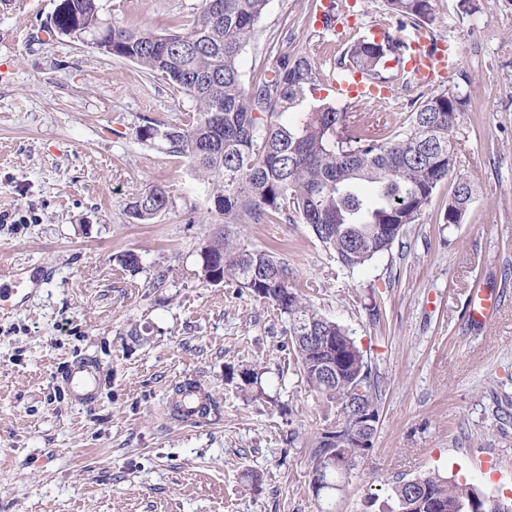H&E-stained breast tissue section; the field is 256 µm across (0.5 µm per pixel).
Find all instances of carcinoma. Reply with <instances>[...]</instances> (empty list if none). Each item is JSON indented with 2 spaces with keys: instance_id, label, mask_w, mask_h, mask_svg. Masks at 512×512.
<instances>
[{
  "instance_id": "carcinoma-1",
  "label": "carcinoma",
  "mask_w": 512,
  "mask_h": 512,
  "mask_svg": "<svg viewBox=\"0 0 512 512\" xmlns=\"http://www.w3.org/2000/svg\"><path fill=\"white\" fill-rule=\"evenodd\" d=\"M100 0H66L53 22L64 26L80 16L95 31ZM269 0H202L185 28L163 34L109 24L103 32L112 56L132 61L169 81L194 104L197 118L187 129L147 119L138 130L143 142L161 140L186 157L210 186L209 210L224 219V236L201 250L203 280L220 270V281L272 304L288 322L287 333L300 374L316 396L350 420L354 405L380 413L384 379L372 370L347 330L321 315L290 285L287 265L263 250L237 246L231 224H264L296 217L343 267L354 269L388 252L453 175L454 133L466 105L449 93L426 96L408 125L386 133L362 113L319 101L300 125L281 115L314 95L320 70L307 54L277 48L270 72L245 83L239 58L255 38ZM390 16L415 28L435 20L434 0H384ZM401 43L361 37L347 49L352 69L374 79ZM475 184L455 180L443 219L468 211ZM170 206V196L154 186L130 206L137 221L152 219ZM328 336L343 354L339 374L320 369L325 354L306 338ZM363 394L354 396L353 389ZM313 468L339 457L334 473L355 469L363 449L347 447L345 436L323 430L309 449ZM379 512H512V500L490 498L466 481L430 473L401 480Z\"/></svg>"
}]
</instances>
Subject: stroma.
<instances>
[{
	"mask_svg": "<svg viewBox=\"0 0 512 512\" xmlns=\"http://www.w3.org/2000/svg\"><path fill=\"white\" fill-rule=\"evenodd\" d=\"M59 0H0V263L48 273L24 305L0 314V512H369L399 480L437 472L512 499V0H436L431 30L399 26L382 0H269L239 61L268 68L279 38L322 74L362 36L435 41L461 60L442 91L467 107L455 173L478 192L459 224L443 220L452 183L390 252L349 270L309 226L241 224L236 242L272 252L291 283L349 333L384 378L377 430L341 488L316 498L308 450L336 421L300 376L271 305L236 282L201 276L217 225L208 186L186 157L137 130L152 118L188 128L197 114L175 87L46 27ZM132 30L189 24L201 0H102ZM372 122L406 123L422 87L396 61ZM171 205L138 222L129 205L153 186ZM140 259L137 271L118 261ZM499 314L467 317L472 288ZM93 358L102 383L73 403L55 375ZM253 369L258 380L243 385ZM200 381L215 407L191 422L170 407Z\"/></svg>",
	"mask_w": 512,
	"mask_h": 512,
	"instance_id": "35a3bbf8",
	"label": "stroma"
}]
</instances>
